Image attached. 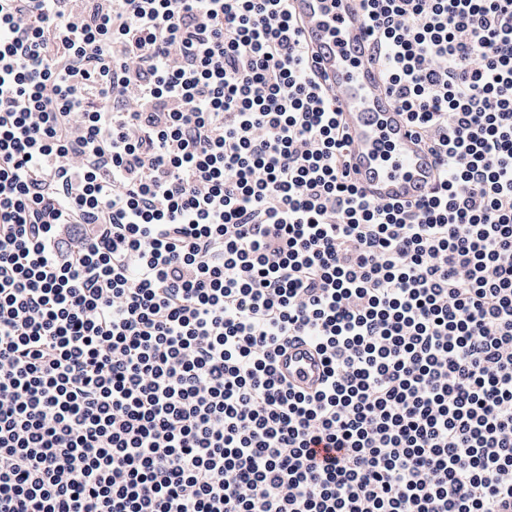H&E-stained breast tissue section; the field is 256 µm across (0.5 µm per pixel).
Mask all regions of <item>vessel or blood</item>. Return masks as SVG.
Segmentation results:
<instances>
[{
	"label": "vessel or blood",
	"instance_id": "b4317fda",
	"mask_svg": "<svg viewBox=\"0 0 512 512\" xmlns=\"http://www.w3.org/2000/svg\"><path fill=\"white\" fill-rule=\"evenodd\" d=\"M317 80L345 128L352 179L380 203L426 198L437 183L438 158L428 151L395 105L377 63L361 0H289ZM279 372L295 385L314 388L321 358L304 343L290 345Z\"/></svg>",
	"mask_w": 512,
	"mask_h": 512
}]
</instances>
